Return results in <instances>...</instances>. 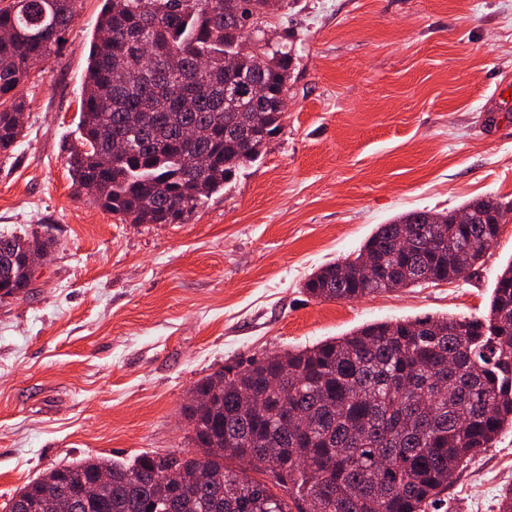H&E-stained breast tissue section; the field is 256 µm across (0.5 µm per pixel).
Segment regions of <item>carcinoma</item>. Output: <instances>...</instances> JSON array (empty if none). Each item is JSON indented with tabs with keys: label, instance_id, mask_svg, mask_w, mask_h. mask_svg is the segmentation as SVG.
I'll return each instance as SVG.
<instances>
[{
	"label": "carcinoma",
	"instance_id": "cac0c4a2",
	"mask_svg": "<svg viewBox=\"0 0 512 512\" xmlns=\"http://www.w3.org/2000/svg\"><path fill=\"white\" fill-rule=\"evenodd\" d=\"M80 0H12L0 9V153L18 142L17 89L63 42ZM70 150L73 183L129 224H182L209 195L255 163L281 127L293 64L284 43L257 59L247 24L269 0H102ZM181 54L177 69L165 64ZM234 69H225L227 59ZM200 126L199 143L180 139ZM475 224L435 223L414 210L381 224L359 254L311 274L316 299L356 300L462 277L512 221L502 206L463 207ZM51 240L0 234V300L23 293L22 257ZM369 258L377 278L366 275ZM186 408L197 456L143 454L112 462V483L75 497L103 460L55 467L8 512H431L449 480L512 426V262L496 278L489 313L364 326L310 348L227 364L196 383ZM299 414L304 427L288 419ZM169 467L184 482L158 479ZM266 476L262 482L247 470Z\"/></svg>",
	"mask_w": 512,
	"mask_h": 512
}]
</instances>
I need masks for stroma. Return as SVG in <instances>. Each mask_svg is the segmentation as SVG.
<instances>
[{
    "label": "stroma",
    "instance_id": "1",
    "mask_svg": "<svg viewBox=\"0 0 512 512\" xmlns=\"http://www.w3.org/2000/svg\"><path fill=\"white\" fill-rule=\"evenodd\" d=\"M101 0L19 89L0 155V234L52 239L28 292L0 301V512L52 467L191 453L184 408L224 365L374 322L481 316L512 223L466 277L351 301L307 295L396 215L481 198L512 208V0H288L282 130L183 224H128L77 192L67 149ZM512 429L448 485L440 512H497Z\"/></svg>",
    "mask_w": 512,
    "mask_h": 512
}]
</instances>
